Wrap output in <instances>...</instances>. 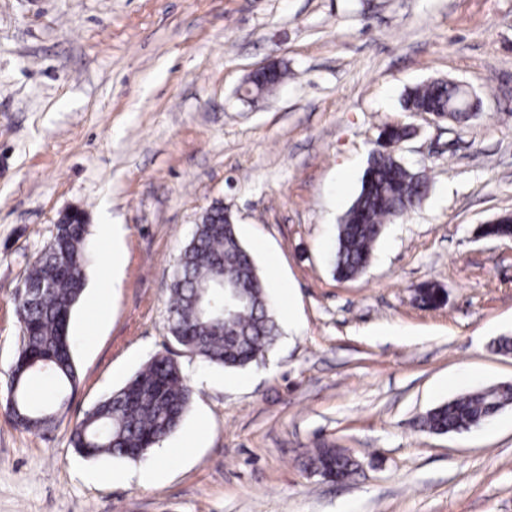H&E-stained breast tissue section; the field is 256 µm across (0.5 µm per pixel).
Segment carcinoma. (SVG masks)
<instances>
[{"label": "carcinoma", "mask_w": 512, "mask_h": 512, "mask_svg": "<svg viewBox=\"0 0 512 512\" xmlns=\"http://www.w3.org/2000/svg\"><path fill=\"white\" fill-rule=\"evenodd\" d=\"M285 72L275 67L252 75L253 88L270 89ZM405 107L411 112L461 113L448 82L435 80L412 88ZM410 135L406 127L386 125L380 136L399 143ZM428 189L427 177L407 167L394 148L372 150L355 200L337 226L334 266L340 279L362 275L384 224L419 204ZM486 235L512 237L506 217L483 229ZM87 225L56 227L52 242L32 265L27 281L42 288L26 310L20 344L11 372L19 377L15 420L29 431L49 428L66 406L79 380L72 353L70 320L87 284L91 263ZM171 345L202 362L239 369L258 364L278 335L274 306L259 270L241 244L236 225L224 218V208L212 207L180 251L168 288ZM440 288L425 283L418 300L426 308L443 303ZM173 349V350H175ZM173 350L158 354L123 387L101 399L72 428L70 445L87 458H145L173 433L188 410L193 391L173 358ZM51 379L56 390L45 403H32L28 382ZM512 404V384H501L456 397L429 410L422 422L431 434L459 433L489 419ZM310 465L329 472L355 473L356 461L339 448H320Z\"/></svg>", "instance_id": "1"}]
</instances>
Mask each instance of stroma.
<instances>
[{
  "label": "stroma",
  "mask_w": 512,
  "mask_h": 512,
  "mask_svg": "<svg viewBox=\"0 0 512 512\" xmlns=\"http://www.w3.org/2000/svg\"><path fill=\"white\" fill-rule=\"evenodd\" d=\"M272 63L287 79L242 97ZM432 80L475 94L477 117L406 111ZM386 124L413 128L398 152L429 190L342 280L336 227ZM215 204L260 268L276 345L245 370L178 356L179 428L143 461L82 458L72 428L163 352L174 259ZM72 207L94 250L70 325L80 380L49 429L0 416V512H512V406L421 428L512 383L492 347L512 336V238L480 234L512 216V0H0V401L14 291ZM425 283L441 307L419 304ZM323 447L358 461L349 482L306 471ZM512 403V384L468 393L429 410L422 422L431 434L459 433L489 419Z\"/></svg>",
  "instance_id": "35a3bbf8"
}]
</instances>
